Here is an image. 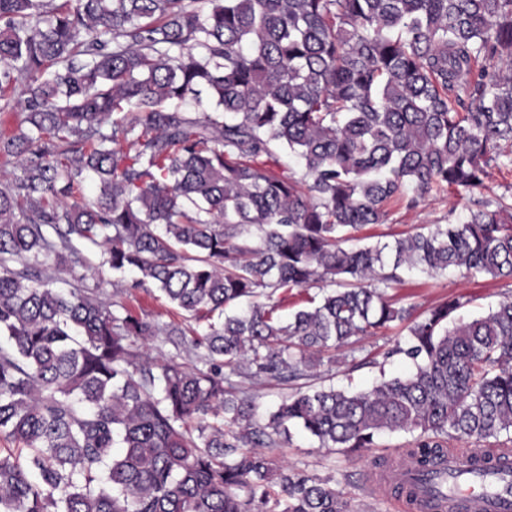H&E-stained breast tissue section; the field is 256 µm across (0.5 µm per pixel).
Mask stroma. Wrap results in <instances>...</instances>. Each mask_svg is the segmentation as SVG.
Instances as JSON below:
<instances>
[{"mask_svg":"<svg viewBox=\"0 0 512 512\" xmlns=\"http://www.w3.org/2000/svg\"><path fill=\"white\" fill-rule=\"evenodd\" d=\"M471 206L465 193H435L421 201L415 208L393 206L387 223L367 227L366 235L373 240H388L390 236L414 233L435 224H444L465 217ZM402 281L388 289L389 297L403 305L416 306L426 311L451 295H461L468 303L462 308L464 317L483 313L501 298V282L483 274L466 275L449 270L429 275L413 269L401 273ZM88 285L101 289L117 307L130 309L159 324L174 321L175 316L153 293L127 288L124 281L116 279L110 269L88 277ZM409 339L406 326L395 325L377 335L359 338L338 350L326 352L317 366L318 384L344 389L370 388L381 376H403L413 369L404 355L395 353L396 345ZM413 436L408 432L381 434L374 448L361 453H349L341 448H321L300 432H293L291 439L280 441L267 454L277 464L299 473L330 479L349 504L350 512H406L396 501L374 497L367 492V482L375 470V463L384 459L394 464L401 460Z\"/></svg>","mask_w":512,"mask_h":512,"instance_id":"obj_1","label":"stroma"}]
</instances>
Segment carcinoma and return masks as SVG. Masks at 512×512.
Here are the masks:
<instances>
[{
    "mask_svg": "<svg viewBox=\"0 0 512 512\" xmlns=\"http://www.w3.org/2000/svg\"><path fill=\"white\" fill-rule=\"evenodd\" d=\"M8 89L24 117L0 137L20 160L0 188V436L28 454L0 453V512H347L260 452L294 429L350 452L416 432L422 473L450 440L512 466V295L470 320L461 296L417 315L386 295L413 268L512 286V195L361 236L512 167V0H0ZM104 266L206 323L200 365L148 360L140 345L181 351L187 329L114 313L76 271ZM395 323L409 341L385 357L414 371L370 389L309 385L261 421L232 380H309L315 354ZM470 207V195L465 193H433L414 209L394 205L386 224L369 226L363 231L364 236H372L364 242L390 240L391 235L402 233L426 232L433 224H448V220L455 222L465 217Z\"/></svg>",
    "mask_w": 512,
    "mask_h": 512,
    "instance_id": "cac0c4a2",
    "label": "carcinoma"
}]
</instances>
